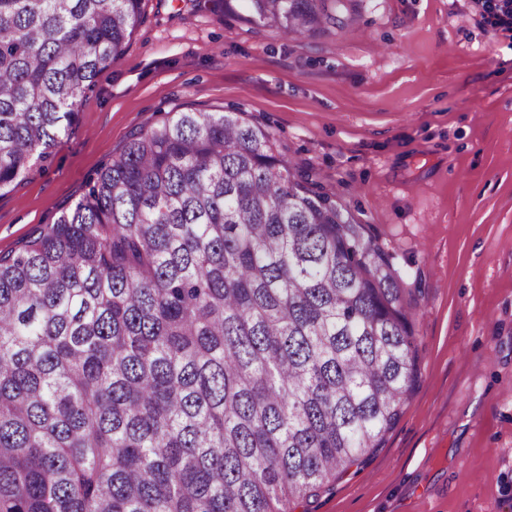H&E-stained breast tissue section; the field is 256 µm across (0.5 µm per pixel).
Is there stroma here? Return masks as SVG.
<instances>
[{
  "label": "stroma",
  "instance_id": "stroma-1",
  "mask_svg": "<svg viewBox=\"0 0 512 512\" xmlns=\"http://www.w3.org/2000/svg\"><path fill=\"white\" fill-rule=\"evenodd\" d=\"M475 0H357L313 35L145 0L52 157L0 192V254L162 112L243 111L392 254L420 377L383 448L311 512H512V32Z\"/></svg>",
  "mask_w": 512,
  "mask_h": 512
}]
</instances>
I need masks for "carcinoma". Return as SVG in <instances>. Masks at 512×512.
I'll return each mask as SVG.
<instances>
[{
	"label": "carcinoma",
	"mask_w": 512,
	"mask_h": 512,
	"mask_svg": "<svg viewBox=\"0 0 512 512\" xmlns=\"http://www.w3.org/2000/svg\"><path fill=\"white\" fill-rule=\"evenodd\" d=\"M288 38L353 0H209ZM144 0H0V191L46 160ZM366 225L240 112L174 109L0 254V512H293L419 374Z\"/></svg>",
	"instance_id": "obj_1"
}]
</instances>
